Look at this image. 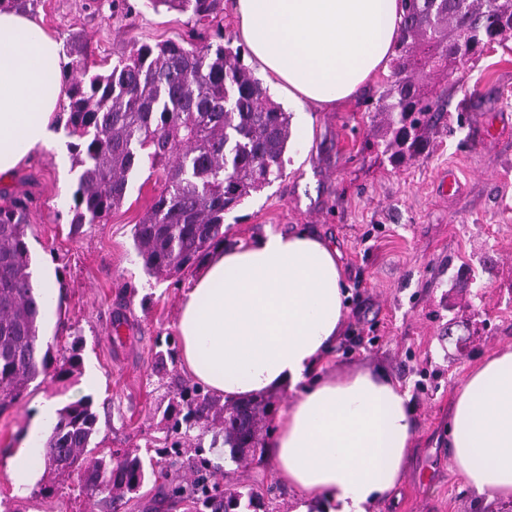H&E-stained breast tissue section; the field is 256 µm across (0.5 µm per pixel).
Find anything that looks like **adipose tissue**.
Wrapping results in <instances>:
<instances>
[{"instance_id":"adipose-tissue-1","label":"adipose tissue","mask_w":512,"mask_h":512,"mask_svg":"<svg viewBox=\"0 0 512 512\" xmlns=\"http://www.w3.org/2000/svg\"><path fill=\"white\" fill-rule=\"evenodd\" d=\"M240 35L262 75L290 101L336 106L386 70L401 0H235ZM59 46L34 19L0 11V178L54 143ZM339 252L308 232L269 233L219 250L180 301L185 368L225 402L296 392L268 454L298 512H368L402 479L413 433L406 393L359 370L320 375L346 294ZM57 406L34 411L27 447L8 465L15 487L39 465L33 444ZM451 459L478 494L512 500V349L471 368L448 424Z\"/></svg>"}]
</instances>
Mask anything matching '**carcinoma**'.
<instances>
[{
	"mask_svg": "<svg viewBox=\"0 0 512 512\" xmlns=\"http://www.w3.org/2000/svg\"><path fill=\"white\" fill-rule=\"evenodd\" d=\"M162 6L191 13L204 29L223 12L222 0H146L155 12ZM403 8L393 54L396 80L370 102L388 120L385 151L396 164L420 154L427 131L445 117L444 104L415 74L439 67L444 77L453 76L448 42L479 56L486 44L512 32V0L498 3L493 16L481 0H403ZM198 36L201 42L190 47L180 39L132 41L102 71L74 38L61 65L68 78L67 149L80 168L71 227L103 223L128 196L136 172L162 171V189L133 226L136 256L155 277L180 275L224 245V213L283 176L291 140L292 113L242 63L241 48L224 44L219 32ZM28 226L26 199L12 197L0 206V413L19 404L39 377L65 379L81 370L77 351L55 363L50 350H41L44 303L32 281ZM265 413L253 400L221 404L194 384L170 404L173 441L155 452L171 468L191 431L216 427L211 447L222 446L232 462H243V449L263 448ZM97 424L88 398L60 409L41 443L45 473L78 474L88 497L104 494L115 510L149 476L168 478L155 470L152 456L92 454ZM196 468L201 475L190 483L168 485L170 499L191 503L195 512H256L259 493L235 491L226 499L209 481L221 467L202 457Z\"/></svg>",
	"mask_w": 512,
	"mask_h": 512,
	"instance_id": "cac0c4a2",
	"label": "carcinoma"
}]
</instances>
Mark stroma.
<instances>
[{
	"instance_id": "obj_1",
	"label": "stroma",
	"mask_w": 512,
	"mask_h": 512,
	"mask_svg": "<svg viewBox=\"0 0 512 512\" xmlns=\"http://www.w3.org/2000/svg\"><path fill=\"white\" fill-rule=\"evenodd\" d=\"M40 0L33 13L59 44L88 39L93 60H114L130 41L156 43L186 33L191 16L155 12L143 0ZM370 91L330 110L308 107L310 135L291 143L285 173L224 215L225 242H251L269 232L309 230L334 244L348 306L326 373L383 372L410 396L414 435L404 477L372 512H512L468 486L451 462L448 413L466 372L483 357L512 346V40L472 58L448 86L427 79L456 121L440 123L425 151L400 165L375 147L384 117L369 112ZM67 136L35 152L0 192L29 198L27 230L33 267L55 271L56 305L42 340L55 358L78 351L98 380L32 382L21 404L0 414V512H185L147 480L118 510L82 494L78 475L43 489L34 472L24 492L8 477L23 446L34 405L58 406L91 396L98 415L97 451L145 452L162 447L166 410L189 375L181 363L156 374L161 342L176 336L179 305L196 270L180 278L147 275L131 229L163 185L142 170L119 209L103 224L71 232L76 173ZM453 169L449 193L439 173ZM221 485L268 492L270 512H297L302 500L281 484L269 457L224 461Z\"/></svg>"
}]
</instances>
